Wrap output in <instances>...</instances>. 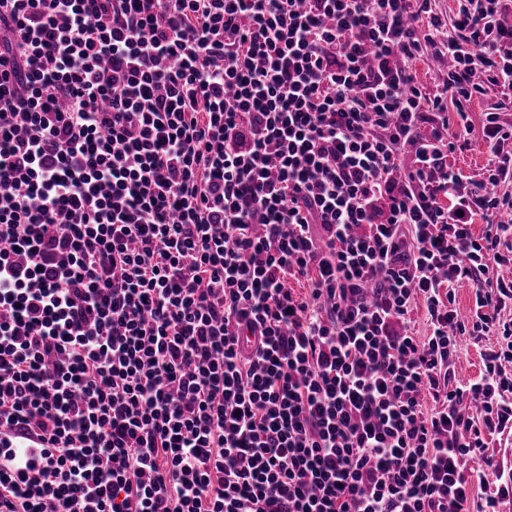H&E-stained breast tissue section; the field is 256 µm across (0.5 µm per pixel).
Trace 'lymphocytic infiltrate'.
Wrapping results in <instances>:
<instances>
[{
    "instance_id": "1",
    "label": "lymphocytic infiltrate",
    "mask_w": 512,
    "mask_h": 512,
    "mask_svg": "<svg viewBox=\"0 0 512 512\" xmlns=\"http://www.w3.org/2000/svg\"><path fill=\"white\" fill-rule=\"evenodd\" d=\"M2 62L0 512H498L512 0H0ZM489 102L485 99L474 97L469 105L471 129L464 136L468 140V149L462 153H455L450 158L452 164L459 168L465 177L473 180L480 179L488 165L490 155L482 139V112H485ZM459 358L456 361L455 371L456 379L467 381L479 376L482 369V347L477 346L467 336H462L458 340Z\"/></svg>"
}]
</instances>
